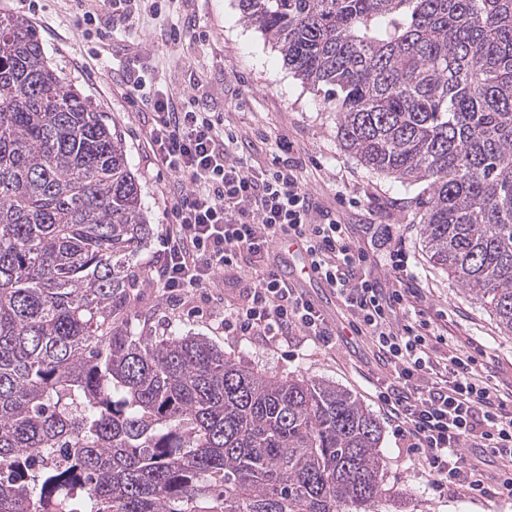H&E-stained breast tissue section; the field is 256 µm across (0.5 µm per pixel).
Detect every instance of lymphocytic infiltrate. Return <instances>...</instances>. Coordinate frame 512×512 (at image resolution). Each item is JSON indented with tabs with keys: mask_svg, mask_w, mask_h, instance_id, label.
<instances>
[{
	"mask_svg": "<svg viewBox=\"0 0 512 512\" xmlns=\"http://www.w3.org/2000/svg\"><path fill=\"white\" fill-rule=\"evenodd\" d=\"M125 87L150 112L146 141L174 177L172 222L155 268L164 294L177 299L211 287L219 273L244 269L248 284L224 311L225 335L273 343L306 336L329 347L336 332L325 314L283 277L276 247L282 236L294 237L341 299L352 331L370 339L389 370L376 398L434 490L512 498V392L493 384L487 361L468 352L436 357L445 337L431 321H400L410 301L424 298L403 238H389V279L381 281L346 225L314 211L296 165L253 166L220 116L189 99L175 102L142 75ZM465 447L486 449L499 472L469 463Z\"/></svg>",
	"mask_w": 512,
	"mask_h": 512,
	"instance_id": "1",
	"label": "lymphocytic infiltrate"
}]
</instances>
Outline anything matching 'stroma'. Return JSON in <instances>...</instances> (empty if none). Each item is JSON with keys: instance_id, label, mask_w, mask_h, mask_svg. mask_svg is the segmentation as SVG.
<instances>
[{"instance_id": "obj_1", "label": "stroma", "mask_w": 512, "mask_h": 512, "mask_svg": "<svg viewBox=\"0 0 512 512\" xmlns=\"http://www.w3.org/2000/svg\"><path fill=\"white\" fill-rule=\"evenodd\" d=\"M3 15L28 18L49 61L122 133L150 220L129 311L139 332L198 334L225 354L244 357L259 371L302 374L352 393L381 425L385 478L406 493L410 512H512V498H475L452 491L442 495L432 488L375 397V385L387 380V370L378 364L369 340L350 332L331 289L318 288L314 294L341 331L333 348L319 347L302 336L270 347L224 334L222 311L237 301L243 281L217 280L211 297L194 292L181 304L168 301L152 282L153 265L163 248L162 229L171 221L172 182L144 138L150 115L120 94L126 76L138 73L153 78L174 99L190 94L201 109L223 114L225 126L243 140L252 164L271 165L281 156L277 139L288 137L291 157L315 204L348 225L354 241L369 253L377 276L384 278L389 272L385 252L377 247L383 230L404 236L409 268L427 290L426 302L407 308V319L421 312L446 328L447 342L439 346V354L466 342L491 351L496 379L512 385V336L500 335L479 304L431 266L416 209L403 199L397 180L367 170L343 151L336 137V103L294 77L276 49L244 21L237 0H170L159 15L145 8L134 25L118 24L104 44L94 30L77 27L68 0H0ZM173 25L182 37L178 43L164 44L161 35ZM352 197L357 206L349 205Z\"/></svg>"}]
</instances>
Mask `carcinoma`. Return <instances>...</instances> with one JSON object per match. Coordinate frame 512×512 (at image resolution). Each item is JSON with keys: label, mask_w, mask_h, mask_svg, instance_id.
<instances>
[{"label": "carcinoma", "mask_w": 512, "mask_h": 512, "mask_svg": "<svg viewBox=\"0 0 512 512\" xmlns=\"http://www.w3.org/2000/svg\"><path fill=\"white\" fill-rule=\"evenodd\" d=\"M238 2L512 336V0ZM147 224L121 134L0 17V512H403L351 393L135 331Z\"/></svg>", "instance_id": "cac0c4a2"}]
</instances>
